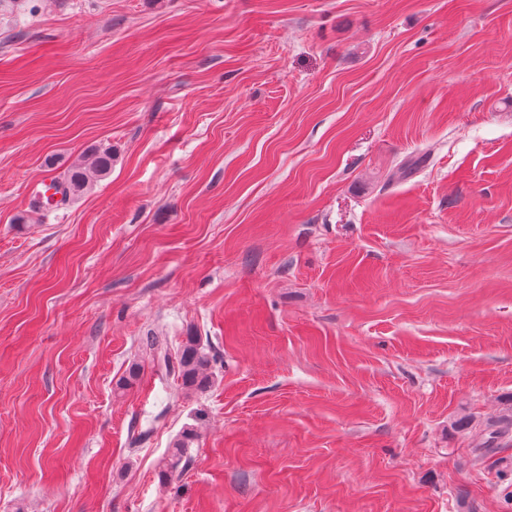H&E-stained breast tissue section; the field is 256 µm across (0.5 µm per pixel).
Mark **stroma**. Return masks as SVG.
<instances>
[{"instance_id": "35a3bbf8", "label": "stroma", "mask_w": 512, "mask_h": 512, "mask_svg": "<svg viewBox=\"0 0 512 512\" xmlns=\"http://www.w3.org/2000/svg\"><path fill=\"white\" fill-rule=\"evenodd\" d=\"M511 408L512 0H0V512H512ZM89 167L73 166L63 181L53 182L56 194H61L58 204H66L86 190L93 178H105L112 171V153L107 149H95ZM145 351L149 353L154 362L163 364L166 371L177 374L183 387L192 391H204L210 385L209 370L213 359L209 352L200 346L197 340L190 336L184 343L180 354L173 362L169 358L165 339L153 333L145 336ZM454 427L458 431H464L479 437L478 446L474 448V459L479 461L497 449L511 446L512 408L509 410V413L501 417L497 429L491 431H486L485 429L477 430L473 418L470 416H463L455 420ZM197 437L194 428L187 427L174 439L160 470L162 480H168L179 468L184 469L189 465L191 457L188 450L192 448Z\"/></svg>"}]
</instances>
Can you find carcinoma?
<instances>
[{
	"mask_svg": "<svg viewBox=\"0 0 512 512\" xmlns=\"http://www.w3.org/2000/svg\"><path fill=\"white\" fill-rule=\"evenodd\" d=\"M112 171V153L107 149H96L92 153L90 166H74L68 170L64 180L52 183L56 193L61 195L59 203L65 204L86 190L94 178H105ZM145 351L152 360L164 365L165 369L180 379L183 387L192 391H204L210 385L209 370L213 363L210 353L200 346L197 340L190 336L184 343L176 361L169 358L165 339L157 334L145 336ZM455 429L479 437V443L474 448V459L479 461L487 454L512 444V409L499 420L496 429L486 431L476 428L473 418L463 416L454 422ZM197 440V434L192 427L185 428L172 442L168 455L164 459L160 477L169 479L179 469L189 465L191 457L189 448Z\"/></svg>",
	"mask_w": 512,
	"mask_h": 512,
	"instance_id": "obj_1",
	"label": "carcinoma"
}]
</instances>
